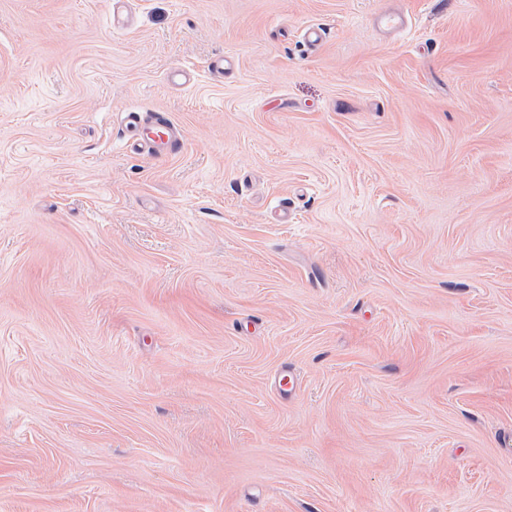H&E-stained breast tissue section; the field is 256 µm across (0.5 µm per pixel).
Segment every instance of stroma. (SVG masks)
<instances>
[{"instance_id": "35a3bbf8", "label": "stroma", "mask_w": 512, "mask_h": 512, "mask_svg": "<svg viewBox=\"0 0 512 512\" xmlns=\"http://www.w3.org/2000/svg\"><path fill=\"white\" fill-rule=\"evenodd\" d=\"M126 13L0 0V512H512V0ZM125 136L132 148L157 161L169 160L184 148L179 128L164 112L146 119L140 112H126Z\"/></svg>"}]
</instances>
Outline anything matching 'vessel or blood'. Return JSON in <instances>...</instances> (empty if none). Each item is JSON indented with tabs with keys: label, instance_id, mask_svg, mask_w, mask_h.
Masks as SVG:
<instances>
[{
	"label": "vessel or blood",
	"instance_id": "b4317fda",
	"mask_svg": "<svg viewBox=\"0 0 512 512\" xmlns=\"http://www.w3.org/2000/svg\"><path fill=\"white\" fill-rule=\"evenodd\" d=\"M125 136L136 152L158 161L169 160L184 148L183 136L168 114L144 117L138 112L125 115Z\"/></svg>",
	"mask_w": 512,
	"mask_h": 512
}]
</instances>
